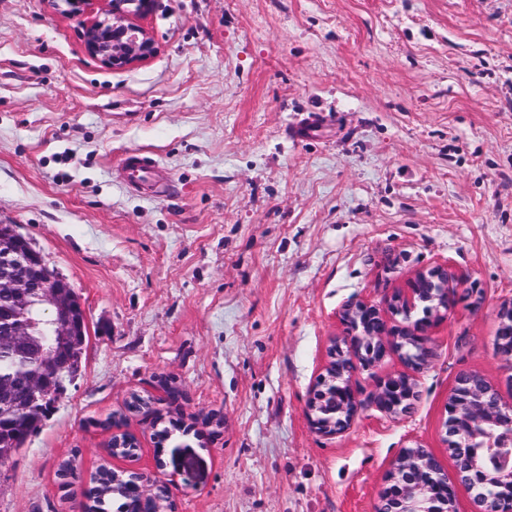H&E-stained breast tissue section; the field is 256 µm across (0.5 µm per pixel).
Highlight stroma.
I'll use <instances>...</instances> for the list:
<instances>
[{
	"instance_id": "1",
	"label": "stroma",
	"mask_w": 512,
	"mask_h": 512,
	"mask_svg": "<svg viewBox=\"0 0 512 512\" xmlns=\"http://www.w3.org/2000/svg\"><path fill=\"white\" fill-rule=\"evenodd\" d=\"M65 0H0V224L77 293L82 369L0 465V512H73L71 461L110 459L107 422L164 460L177 512H374L399 450L447 473L460 373L512 401L497 311L512 302V0H158L157 53L89 57ZM311 132L295 138L294 130ZM166 188L132 190L126 152ZM442 264L473 284L433 321L411 417L370 402L397 354L355 370L335 435L307 404L358 299L384 307ZM152 395L189 434L133 414ZM217 422L203 425V418Z\"/></svg>"
}]
</instances>
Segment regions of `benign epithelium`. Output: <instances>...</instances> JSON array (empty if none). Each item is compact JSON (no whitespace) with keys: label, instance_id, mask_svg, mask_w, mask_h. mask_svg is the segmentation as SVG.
<instances>
[{"label":"benign epithelium","instance_id":"7a95c632","mask_svg":"<svg viewBox=\"0 0 512 512\" xmlns=\"http://www.w3.org/2000/svg\"><path fill=\"white\" fill-rule=\"evenodd\" d=\"M156 0H112L104 19L86 23L84 47L101 64L122 69L151 58L157 51L154 38L132 19L153 14ZM18 248L0 250V288L7 291L11 306L0 313V347L17 353L33 352L40 371L28 378L33 403L53 404L61 390L55 382L65 365L46 349L48 343L65 340L82 322L84 310L72 287L49 269L42 254L28 239L14 233ZM462 279L448 277V269L433 267L417 273L405 288L393 293L388 311L366 301L349 302L339 312L347 336L330 349L328 370L346 364L349 371L369 369L381 362L387 352H402L407 371L379 381L371 403L393 418L410 416L418 398L416 375L433 356L427 329L430 322L448 311ZM423 305V318L411 320V313ZM340 413L338 420L324 422L315 416L322 400V383H317L308 411L313 428L322 434H337L353 421L358 401L350 381L343 394L328 395ZM485 422L512 433V403L504 402L498 390L485 378L462 373L448 397L446 441L455 448L458 459L456 480L476 490L475 499L487 506L496 498V512H512V465L488 473L477 448L459 443L455 418ZM112 457L119 458L134 441L129 432L112 428ZM116 474L131 481L130 512H176L168 485L152 475L128 466ZM375 512H456L455 490L448 474L436 467L426 449L415 446L400 450L383 487Z\"/></svg>","mask_w":512,"mask_h":512}]
</instances>
